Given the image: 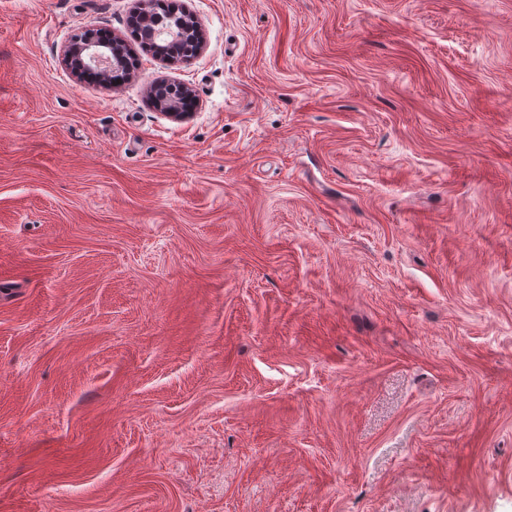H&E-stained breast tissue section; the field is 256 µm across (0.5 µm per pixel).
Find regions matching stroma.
Returning <instances> with one entry per match:
<instances>
[{"mask_svg": "<svg viewBox=\"0 0 512 512\" xmlns=\"http://www.w3.org/2000/svg\"><path fill=\"white\" fill-rule=\"evenodd\" d=\"M170 2L0 0V512H512V0ZM136 4V11L138 14L141 15L142 20L146 21V23L149 25L151 24L152 17H151V7L152 12L156 14V16L159 19H162V22L160 24L161 27H170L174 21L177 20L178 17H175L174 19H171L170 16L173 14V11H166L163 9V3L164 0H135ZM185 16L187 17L189 22L183 20L186 25H177L176 28L178 32L181 33V36L184 38L191 36L194 33V35L190 37V41L193 43V50L180 63H185L190 60H193L196 57H199L200 55H202V53L205 51L207 47V41L204 35V30L197 16L191 12H185ZM89 31L78 32L68 40L62 51L63 63L72 73L74 68L96 69L105 80L108 73L120 67L124 60L112 56V52L97 42Z\"/></svg>", "mask_w": 512, "mask_h": 512, "instance_id": "35a3bbf8", "label": "stroma"}]
</instances>
